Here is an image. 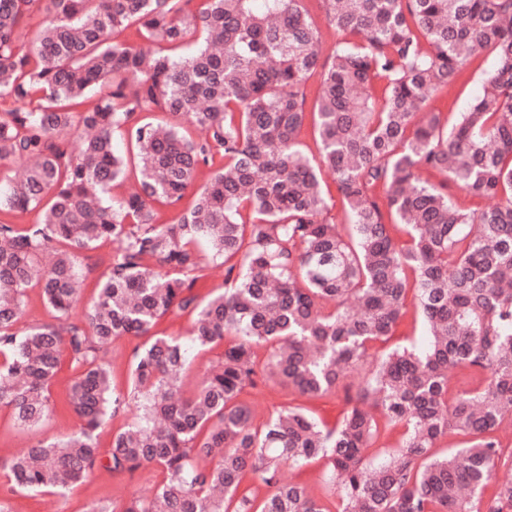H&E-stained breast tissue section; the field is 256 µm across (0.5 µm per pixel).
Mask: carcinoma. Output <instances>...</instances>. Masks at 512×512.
<instances>
[{"label": "carcinoma", "instance_id": "carcinoma-1", "mask_svg": "<svg viewBox=\"0 0 512 512\" xmlns=\"http://www.w3.org/2000/svg\"><path fill=\"white\" fill-rule=\"evenodd\" d=\"M36 2L0 0V165L30 162L0 185V213H41L25 228L0 221V408L38 425L66 359L77 375L65 405L81 425L0 459L10 492L62 495L97 468L155 467L153 497L92 512H326L281 475L321 457L340 512H512V475L495 474L496 432L512 422V0H322L328 55L302 0H48L25 36ZM481 53L495 65L466 111L451 124L426 111ZM314 76L317 164L300 148ZM117 138L135 150L132 171ZM203 167L212 175L194 191ZM324 170L342 224L327 218ZM131 174L137 186L107 201ZM450 184L492 204L464 209ZM166 208L180 212L168 222ZM107 239L108 273L86 321L71 322L79 254ZM55 241L66 249L43 269ZM218 262L224 288L199 304L192 284ZM34 281L57 322L21 332ZM410 296L426 348L372 355ZM185 312L193 346L224 343L188 397L182 343L150 335ZM122 336L148 337L130 377L138 414L101 448L102 418L127 406L101 351ZM371 356L332 427L288 403L260 421L240 399L260 383L323 397ZM456 367L486 384L450 401ZM379 416L405 432L374 465ZM451 432L469 441L432 454ZM249 476L264 497L241 490Z\"/></svg>", "mask_w": 512, "mask_h": 512}]
</instances>
